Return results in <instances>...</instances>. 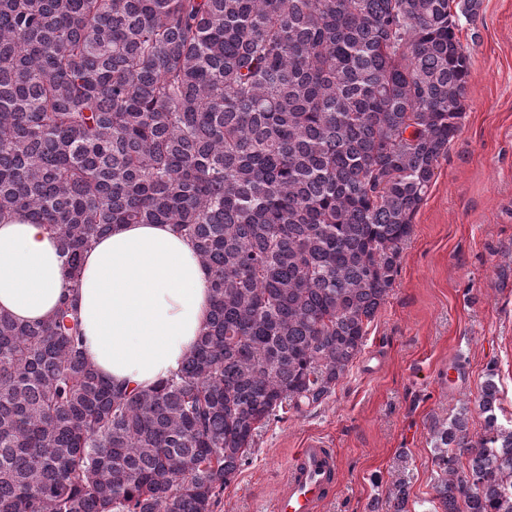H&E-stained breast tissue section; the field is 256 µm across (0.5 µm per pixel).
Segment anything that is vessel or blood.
Here are the masks:
<instances>
[{"label": "vessel or blood", "instance_id": "vessel-or-blood-1", "mask_svg": "<svg viewBox=\"0 0 512 512\" xmlns=\"http://www.w3.org/2000/svg\"><path fill=\"white\" fill-rule=\"evenodd\" d=\"M286 469L269 512H323L340 484L341 465L335 449L322 438H310L287 459Z\"/></svg>", "mask_w": 512, "mask_h": 512}]
</instances>
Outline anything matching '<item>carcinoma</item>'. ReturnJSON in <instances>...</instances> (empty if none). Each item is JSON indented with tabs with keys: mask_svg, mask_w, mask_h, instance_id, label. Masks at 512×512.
<instances>
[{
	"mask_svg": "<svg viewBox=\"0 0 512 512\" xmlns=\"http://www.w3.org/2000/svg\"><path fill=\"white\" fill-rule=\"evenodd\" d=\"M480 0H0V224L78 281L116 224H171L209 317L145 389L85 358L71 295L0 312V512H212L260 430L334 390L460 129ZM496 363L435 432L443 512H512Z\"/></svg>",
	"mask_w": 512,
	"mask_h": 512,
	"instance_id": "cac0c4a2",
	"label": "carcinoma"
}]
</instances>
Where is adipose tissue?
Listing matches in <instances>:
<instances>
[{
    "mask_svg": "<svg viewBox=\"0 0 512 512\" xmlns=\"http://www.w3.org/2000/svg\"><path fill=\"white\" fill-rule=\"evenodd\" d=\"M40 224H0V312L44 320L67 284ZM77 307L89 362L107 379L148 388L179 369L210 309L207 273L170 224H121L84 254Z\"/></svg>",
    "mask_w": 512,
    "mask_h": 512,
    "instance_id": "adipose-tissue-1",
    "label": "adipose tissue"
}]
</instances>
